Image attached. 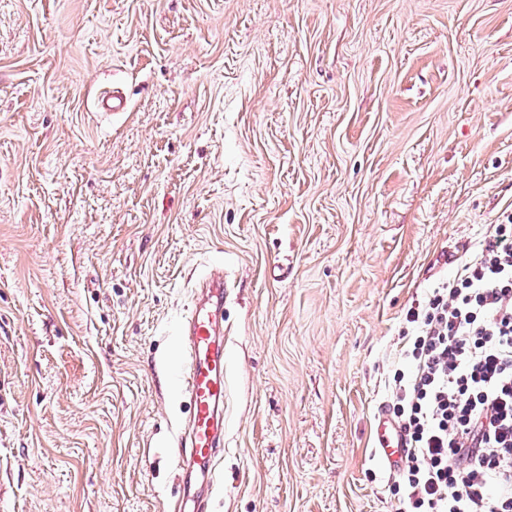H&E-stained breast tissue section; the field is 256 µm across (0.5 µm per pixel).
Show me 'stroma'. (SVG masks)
Returning a JSON list of instances; mask_svg holds the SVG:
<instances>
[{"instance_id": "stroma-1", "label": "stroma", "mask_w": 512, "mask_h": 512, "mask_svg": "<svg viewBox=\"0 0 512 512\" xmlns=\"http://www.w3.org/2000/svg\"><path fill=\"white\" fill-rule=\"evenodd\" d=\"M511 220L512 0H0V512H171L215 269L208 512H396L406 312ZM183 328L181 378L192 404L189 445L194 463L213 484L220 448L224 445V336L216 331L213 310L224 308L228 284L223 277H203ZM205 294L207 300L199 295Z\"/></svg>"}]
</instances>
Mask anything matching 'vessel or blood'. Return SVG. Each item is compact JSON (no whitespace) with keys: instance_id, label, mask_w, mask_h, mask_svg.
Listing matches in <instances>:
<instances>
[{"instance_id":"1","label":"vessel or blood","mask_w":512,"mask_h":512,"mask_svg":"<svg viewBox=\"0 0 512 512\" xmlns=\"http://www.w3.org/2000/svg\"><path fill=\"white\" fill-rule=\"evenodd\" d=\"M201 295L184 325L181 378L192 404L190 455L207 475H214L224 444V338L216 331L214 309L223 307L228 284L207 276L198 285ZM375 451L388 474L400 470L406 441L386 405L376 412Z\"/></svg>"}]
</instances>
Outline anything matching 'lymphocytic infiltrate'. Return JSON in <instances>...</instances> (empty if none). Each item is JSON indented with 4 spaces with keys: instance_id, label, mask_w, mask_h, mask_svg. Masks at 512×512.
<instances>
[{
    "instance_id": "lymphocytic-infiltrate-1",
    "label": "lymphocytic infiltrate",
    "mask_w": 512,
    "mask_h": 512,
    "mask_svg": "<svg viewBox=\"0 0 512 512\" xmlns=\"http://www.w3.org/2000/svg\"><path fill=\"white\" fill-rule=\"evenodd\" d=\"M389 384L409 448L398 512H512V224L410 309Z\"/></svg>"
}]
</instances>
